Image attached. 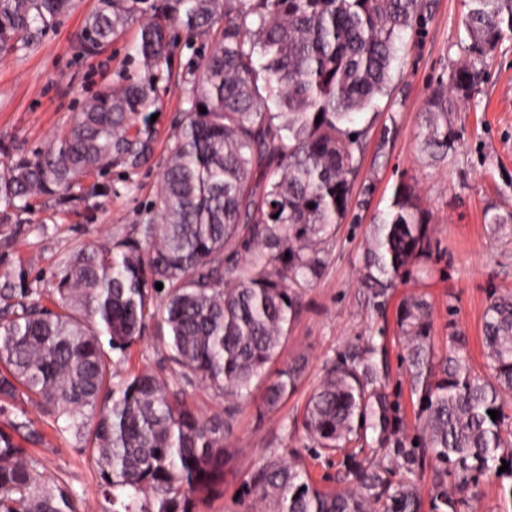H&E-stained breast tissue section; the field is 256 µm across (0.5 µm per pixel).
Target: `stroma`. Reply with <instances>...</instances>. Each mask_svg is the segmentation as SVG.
Returning a JSON list of instances; mask_svg holds the SVG:
<instances>
[{"label": "stroma", "mask_w": 512, "mask_h": 512, "mask_svg": "<svg viewBox=\"0 0 512 512\" xmlns=\"http://www.w3.org/2000/svg\"><path fill=\"white\" fill-rule=\"evenodd\" d=\"M95 5L96 0H75L73 10L34 48L0 56V145L23 152L43 148L68 125L84 99L120 77L142 76L138 62L128 58L137 26L128 27L97 55L81 53L80 32ZM470 7L469 0H426L420 23L403 33L387 93L377 99L376 111L359 120L369 131L349 212L327 248L323 276L300 291L299 312L275 362L280 368L306 357L302 382L277 411L262 417L257 414L262 385L253 384L250 396L236 402L224 482L197 496L196 512H247L244 485L274 450L299 460L320 485L347 488L344 467L314 456L294 423L326 361L357 338L384 334L389 388L400 396L406 426L414 427L416 398L400 360L397 327L405 295L418 293L429 300L438 351H448L449 330L457 328L467 339L472 367L483 371L485 310L493 293H512V233L493 232L484 221L489 210L512 213V37L477 61L479 83L459 97L450 114L455 141L448 154L431 156L420 141L432 94L449 85L467 55ZM158 95L149 160L137 168L112 167L102 177L112 187L110 194L70 208L47 196L32 198L26 223L10 230L7 244H0V279L22 273L26 287L43 290L74 247L137 236L154 205L169 139L182 118L179 81H160ZM400 185L411 188L426 215L431 254L414 265L381 317L370 306L360 277L373 218L389 209ZM141 369L173 376L168 351L151 325L132 345L129 361L118 366L124 376ZM7 422L34 429L37 438L27 447L45 475L67 482L86 512H102L97 466L71 434L57 431L50 417L22 399L0 404V424ZM466 512H512V484L492 476L482 479Z\"/></svg>", "instance_id": "1"}]
</instances>
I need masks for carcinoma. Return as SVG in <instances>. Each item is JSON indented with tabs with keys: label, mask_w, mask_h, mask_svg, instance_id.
<instances>
[{
	"label": "carcinoma",
	"mask_w": 512,
	"mask_h": 512,
	"mask_svg": "<svg viewBox=\"0 0 512 512\" xmlns=\"http://www.w3.org/2000/svg\"><path fill=\"white\" fill-rule=\"evenodd\" d=\"M72 2L0 0V54L38 43ZM470 2L474 61L430 100L426 151L451 149L448 90L471 91L475 61L512 35V0ZM423 10L424 0H97L81 52L99 54L138 22L134 58L145 76L102 87L46 147L3 151L0 228L26 223L32 197L66 208L81 200L72 193L81 179L145 163L154 133L144 113L158 103L174 31L200 43L180 75L186 107L140 237L76 247L46 290L49 306L31 298L21 274L0 284L8 313L0 401L35 402L83 443L109 504L102 512H194L193 496L224 481L234 406L203 417L184 387L202 381L231 401L264 379L266 411L296 391L305 358L266 372L288 336L296 289L323 275L326 245L348 212L366 134L351 125L385 93L400 33ZM428 248L423 213L401 186L373 224L363 267L376 311ZM150 321L179 390L148 370L114 381L110 353L125 358ZM397 324L420 426L405 429L388 392L384 344L368 336L343 346L326 362L301 425L313 447L347 459L352 488H321L274 451L247 486L272 512H422L426 481L429 512H464L482 478L512 480V418L503 410L512 399V296L492 295L485 312L483 373L451 323L453 349L435 352L424 297L403 298ZM17 431L0 426V512H79L76 494L45 478ZM363 444L371 454L360 459Z\"/></svg>",
	"instance_id": "1"
}]
</instances>
